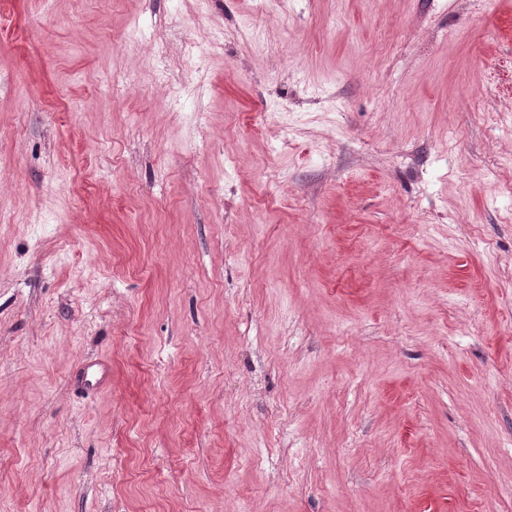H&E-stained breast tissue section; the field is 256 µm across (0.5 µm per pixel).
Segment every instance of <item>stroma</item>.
Masks as SVG:
<instances>
[{
  "label": "stroma",
  "instance_id": "35a3bbf8",
  "mask_svg": "<svg viewBox=\"0 0 512 512\" xmlns=\"http://www.w3.org/2000/svg\"><path fill=\"white\" fill-rule=\"evenodd\" d=\"M0 512H512V0H0Z\"/></svg>",
  "mask_w": 512,
  "mask_h": 512
}]
</instances>
